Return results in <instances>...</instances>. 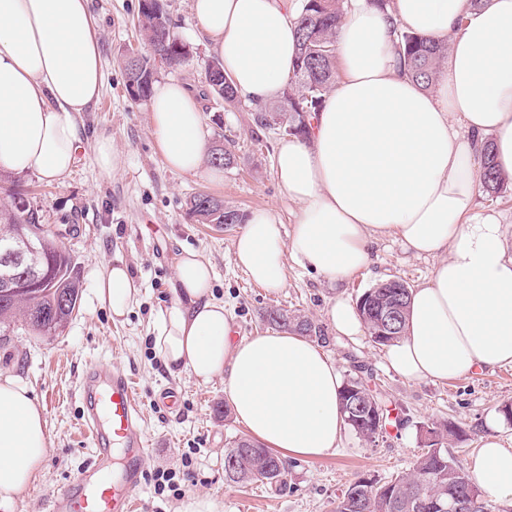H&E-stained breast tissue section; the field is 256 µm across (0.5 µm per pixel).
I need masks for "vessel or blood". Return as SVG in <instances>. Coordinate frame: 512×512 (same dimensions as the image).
Segmentation results:
<instances>
[{
    "label": "vessel or blood",
    "instance_id": "obj_1",
    "mask_svg": "<svg viewBox=\"0 0 512 512\" xmlns=\"http://www.w3.org/2000/svg\"><path fill=\"white\" fill-rule=\"evenodd\" d=\"M78 396L94 464L48 498V512H133L150 450L133 382L121 368L94 364L84 371Z\"/></svg>",
    "mask_w": 512,
    "mask_h": 512
}]
</instances>
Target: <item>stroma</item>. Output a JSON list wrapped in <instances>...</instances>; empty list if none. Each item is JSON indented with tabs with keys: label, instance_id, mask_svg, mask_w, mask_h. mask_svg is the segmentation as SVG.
<instances>
[{
	"label": "stroma",
	"instance_id": "obj_1",
	"mask_svg": "<svg viewBox=\"0 0 512 512\" xmlns=\"http://www.w3.org/2000/svg\"><path fill=\"white\" fill-rule=\"evenodd\" d=\"M174 34L189 48L180 66L156 62L155 82L176 78L199 97L208 142L232 139L236 162L225 169L223 183L171 171L150 130L146 100H133L126 90L124 59L143 49L137 28L139 0H89L105 61L104 87L92 111L79 126L82 151L74 172L59 182L28 173H0V202L23 195L37 209L41 223L58 229V241L71 256L82 280L78 309L66 327L53 336L18 329L0 336V372L22 379L41 404L48 422V449L42 472L18 498L12 512H46L48 495L69 483L89 462L93 447L81 427L78 384L92 364L111 363L127 371L135 383L143 425L152 441L144 466L147 479L137 495L138 512H178L181 505L203 496L216 512H333L338 498L359 476L387 480L412 468L424 450L422 430L431 424H453L463 434L447 449L462 465L482 445L487 417L512 404V366L474 372L446 381H409L389 369L383 348L370 336L351 342L328 322L331 300L356 303L380 281L399 277L415 287L430 278L434 261L405 253L392 240L376 247L372 263L346 282L333 285L295 262H288L285 282L277 291L253 283L234 259L239 225L215 231L190 215L187 202L198 193L223 200L225 206L249 214L272 209L284 227L294 222L289 202L275 174V150L281 138L274 130L257 131L252 106L239 101L228 108L213 100L205 71L211 51L196 39L198 21L192 0H160ZM112 138L120 167L103 175L94 159L98 136ZM201 252L214 269L213 293L231 311L239 336L263 333V312L280 307L310 317L326 335L325 350L335 359L343 379L362 376L376 388L389 419L374 443L345 430L334 452L297 459L285 489L262 483L238 485L224 477V450L245 427L223 415L228 400L223 382L201 385L188 373L171 374L153 345L152 327L159 306L174 298V261L183 250ZM126 265L139 294L126 316L113 319L96 296L95 282L110 263ZM173 387L181 397L178 415L165 417L154 404L158 391ZM512 448V425L493 430ZM191 471L181 494L158 491L157 471Z\"/></svg>",
	"mask_w": 512,
	"mask_h": 512
}]
</instances>
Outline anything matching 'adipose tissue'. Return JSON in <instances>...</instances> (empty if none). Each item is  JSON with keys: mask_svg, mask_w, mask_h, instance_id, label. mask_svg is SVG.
<instances>
[{"mask_svg": "<svg viewBox=\"0 0 512 512\" xmlns=\"http://www.w3.org/2000/svg\"><path fill=\"white\" fill-rule=\"evenodd\" d=\"M193 10L240 95L276 99L293 69L295 13L280 0H193ZM400 29L448 43L432 90L402 72ZM336 53V87L309 139L276 147V177L298 206L293 229L282 236L272 210L251 211L234 242L237 266L276 289L291 258L339 284L369 264L375 243L395 239L436 264L412 290L388 365L416 381L512 365V241L499 213L478 204L485 145L512 175V0H392L384 12L352 0ZM103 83L89 0H0V170L65 179L81 148L80 117ZM147 111L171 170L223 182L206 163L204 112L187 85L159 83ZM212 279L200 253L177 257L174 299L153 326L165 366L204 385L222 380L236 419L283 457L337 448L346 424L335 360L285 329L236 338ZM137 294L125 266L104 267L97 298L113 317ZM47 446L43 407L21 379L0 374V512L37 480ZM470 474L489 497L512 502V448L486 438Z\"/></svg>", "mask_w": 512, "mask_h": 512, "instance_id": "1", "label": "adipose tissue"}]
</instances>
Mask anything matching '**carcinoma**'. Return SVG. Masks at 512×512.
<instances>
[{
    "label": "carcinoma",
    "mask_w": 512,
    "mask_h": 512,
    "mask_svg": "<svg viewBox=\"0 0 512 512\" xmlns=\"http://www.w3.org/2000/svg\"><path fill=\"white\" fill-rule=\"evenodd\" d=\"M347 0H299L297 4L298 52L292 75L283 87L281 95L270 105H260L252 112L254 125L270 128L269 119L277 117L291 128L289 136L308 138L310 118L320 111L327 95L336 84L335 34L345 14ZM139 29L148 53L139 55L137 62L126 64L127 87L137 86L138 98L148 97L152 89L155 50L164 52V60L179 64L187 57L185 44L171 30V20L159 4V0H140ZM397 51L405 73L423 89L434 85L438 70L448 54V47L430 41L409 31L397 33ZM210 94L226 106L238 102L233 84L217 83L212 73H206ZM482 164L483 190L491 195L501 194L512 186V178L498 169L491 144H486ZM211 164L228 168L234 163V154L225 146L210 151ZM189 211L201 224H233L242 222V214L224 207L221 199L199 193L189 201ZM25 224L40 230L38 211L28 207L21 199H13L0 209V245L12 239L18 226ZM43 265L52 272V278L37 294H20L14 300L0 304V333L18 325L50 334L65 326L78 307L82 282L75 272L71 257L49 233L35 240ZM396 296L399 309L392 324L390 335L377 339L383 331L382 301L387 294ZM363 303L357 305L365 317L368 333L377 344L385 345L404 332L410 288H389L382 293L371 288L362 294ZM263 318L278 328H288L302 336L325 340L320 326L300 314H291L280 308L267 310ZM357 388L370 397L381 418H387L385 410L374 391L360 378L350 379L343 387L342 408L346 424L362 436L373 432L366 422H358L356 406L348 392ZM236 455L235 465L224 469L228 481L248 484L264 482L277 490L287 485L288 466L271 450L256 441L240 437L231 442L224 456ZM474 482L463 466L444 447L428 444L413 464L410 472L399 474L387 481L361 476L357 478L336 502L335 512H440L434 507L448 503V495L456 494L470 503L471 512H486L481 496L471 494Z\"/></svg>",
    "instance_id": "carcinoma-1"
}]
</instances>
